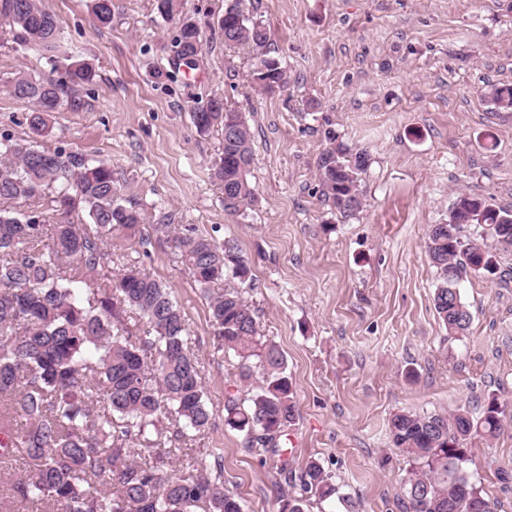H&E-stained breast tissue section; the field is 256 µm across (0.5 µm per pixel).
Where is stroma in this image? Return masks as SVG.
<instances>
[{
	"mask_svg": "<svg viewBox=\"0 0 512 512\" xmlns=\"http://www.w3.org/2000/svg\"><path fill=\"white\" fill-rule=\"evenodd\" d=\"M94 0H45L72 50L93 64L82 111L48 118L42 144L110 165L122 202L156 224H191L236 240L254 280L245 296L264 340L287 360L298 415L278 441L287 472L224 422V395L248 398L233 353L213 351L207 302L166 243L114 239L115 262L136 257L184 309L213 423L204 448L224 451V485L245 512H279L308 459L335 495L308 497L304 512H406L410 463L389 438L394 413L478 409L498 398L512 415V249L498 272L464 275L467 335L448 334L434 309L436 275L425 241L457 193L512 210V111L487 91L512 84V0H246L272 32L283 88L253 86L252 54L229 48L224 0H179L163 20L154 0H112L96 25ZM202 30L196 70H175L180 20ZM49 72L46 59L0 35V136L29 132L27 108L2 92L16 72ZM245 112L252 131L248 180L255 205L228 215L212 177L222 132L198 134L191 110L211 98ZM368 155L363 207L342 219L321 192L317 160L327 133ZM472 481L495 512H512V426L469 439Z\"/></svg>",
	"mask_w": 512,
	"mask_h": 512,
	"instance_id": "1",
	"label": "stroma"
}]
</instances>
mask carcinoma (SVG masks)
<instances>
[{"instance_id":"cac0c4a2","label":"carcinoma","mask_w":512,"mask_h":512,"mask_svg":"<svg viewBox=\"0 0 512 512\" xmlns=\"http://www.w3.org/2000/svg\"><path fill=\"white\" fill-rule=\"evenodd\" d=\"M97 22H112V0H95ZM224 43L254 56L253 80L264 89L286 83L280 61L266 47L270 30L247 15L242 0H228L219 20ZM0 29L31 51L58 58L62 36L44 0H0ZM172 43L186 52L203 47L200 28L184 22ZM58 77L18 72L7 86L30 105L29 134L4 137L0 149V466L16 468L7 512H244L224 488V452L192 442L205 434L213 411L202 367L191 349L186 316L169 288L139 262L112 273V234L133 231L142 213L121 203L112 169L61 148L38 144L52 112L82 110L79 88L93 83L95 68L66 56ZM493 103L512 109V86L490 89ZM198 133H223L213 177L224 191V210L244 213L254 201L247 176L252 161L246 115L211 102L193 112ZM363 151L340 146L317 161L322 195L352 217L362 207ZM448 223L429 228L426 252L436 269L434 309L448 333L465 335L471 313L457 283L474 272L481 253L493 256L484 236L466 237L464 226L491 234L512 248V210L459 193ZM61 215L81 210L86 224L48 223L42 207ZM171 243L176 262L208 299L213 347L238 358L239 381L259 374L248 403L225 395L224 421L246 436L247 447L275 446L297 415L287 362L279 347L262 341L255 312L243 296L251 269L233 239L222 242L191 225L155 224ZM146 322L147 335L138 334ZM505 408L492 397L479 412L396 413L389 422L394 447L409 459L405 481L409 512H493L466 465L465 441L494 438L505 429ZM336 494L332 476L315 460L299 475V493L283 496L281 512H304V495Z\"/></svg>"}]
</instances>
